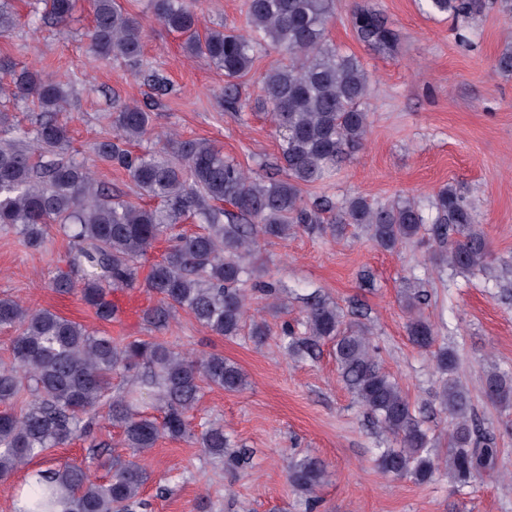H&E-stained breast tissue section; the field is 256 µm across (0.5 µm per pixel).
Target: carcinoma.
Masks as SVG:
<instances>
[{"instance_id": "cac0c4a2", "label": "carcinoma", "mask_w": 512, "mask_h": 512, "mask_svg": "<svg viewBox=\"0 0 512 512\" xmlns=\"http://www.w3.org/2000/svg\"><path fill=\"white\" fill-rule=\"evenodd\" d=\"M43 2L48 17L60 24L77 6V0ZM90 4L91 52L139 63L142 20L119 0ZM418 5L430 16L466 19L492 2L418 0ZM150 7L156 20L182 39L184 52L224 70L230 80L225 96L234 107L238 91L231 80L247 75L261 50L280 52L281 61L260 76L257 104L282 133L279 168L285 177L250 173L211 142L172 134L163 147L134 156L127 146L149 137L153 115L137 101L115 98L113 135L96 144V157L126 171L140 193L160 200V206L145 208L116 198L90 166L60 157L69 144L67 122L60 119L69 103V86L19 69L1 56L0 95L29 101L42 116L34 132L9 136L5 131L12 116L0 111V226L15 230L34 250L42 247L49 224L69 234L78 246L80 277L59 273L48 284L53 292L79 294L99 321L110 324L119 311L112 292L143 288L156 298L142 313L148 330L164 328L183 310L213 334L234 338L245 326L251 293L271 297L269 307L283 309L279 288L263 280L262 268L252 260L259 241L286 240L315 224L334 236L351 224L362 226L387 251L413 241L430 224L435 263L461 272L487 268L489 243L475 209L450 184L435 192L426 209L409 197L377 205L360 195L338 205L329 200L304 203L302 187L322 181L346 151L362 144L369 126L368 72L357 56L339 51L328 39L337 0H245L242 32H199L194 0H150ZM15 22L11 0H0V33L9 32ZM353 25L358 39L378 50H389L397 41L385 19L368 9L354 16ZM220 202L233 210L218 206ZM187 215L205 230L190 235L177 230ZM160 240L168 243L164 255L141 275L149 250ZM404 303L410 313L409 339L432 353L440 374L436 399L451 418L442 460L432 453L429 431L408 395L382 368L367 326L347 325L336 305L315 300L303 318L284 323L288 355L302 358L322 341L333 344L345 386L376 428L396 444L377 449L385 473L424 484L443 465L456 483L468 486L494 466L497 449L475 424L469 394L455 377L454 352L433 350L438 336L420 312L424 294L408 288ZM0 326L16 331L12 359L0 365V479L52 448L89 435L99 418L120 428L134 455L167 437L198 444L230 469L247 460L245 450H231L223 424L209 422L197 433L189 421L204 387L228 393L246 387L242 369L224 355H188L158 336L94 333L50 309H31L9 297H0ZM130 370L137 371L136 387L112 390V375ZM143 390L162 408V419L140 409ZM484 395L496 407L512 406V375L488 371ZM22 398L25 406L14 409ZM91 460L106 470V479L94 481L89 467L72 463L30 473L19 489V512H138L145 505L142 490L150 473L144 466L102 450L92 451ZM325 476V463L317 456L288 461V483L310 508Z\"/></svg>"}]
</instances>
